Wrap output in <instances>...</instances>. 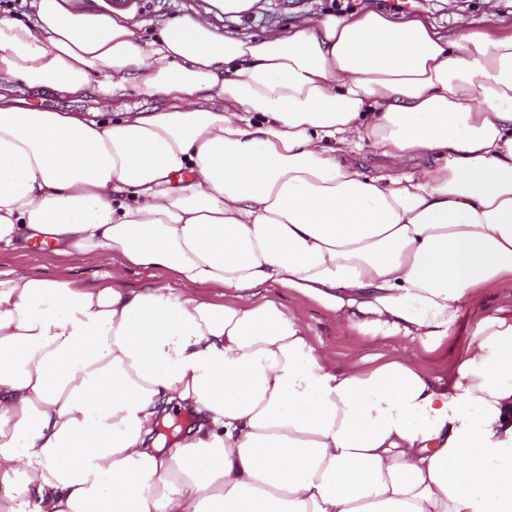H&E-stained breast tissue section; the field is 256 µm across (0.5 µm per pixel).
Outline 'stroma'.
Instances as JSON below:
<instances>
[{"label": "stroma", "instance_id": "obj_1", "mask_svg": "<svg viewBox=\"0 0 512 512\" xmlns=\"http://www.w3.org/2000/svg\"><path fill=\"white\" fill-rule=\"evenodd\" d=\"M135 3L140 24L138 33L145 39L155 36L164 21L194 14L206 6L205 0H135ZM365 10L386 14L395 21L407 14L420 15L449 33L456 30L457 20L461 17L467 20L470 29L476 31H512V0H412L404 10L396 8L395 0H353L347 8L335 6L333 0H256L249 13L221 16L215 25L222 33L263 36L286 27L304 26L313 19L333 17L340 20L350 13ZM30 103L42 110L99 112L106 117L126 110L150 112L165 105L160 96L133 90L118 99L98 94L79 100L35 96ZM15 268L30 271L39 278L78 281L87 285L98 284L103 273L96 259L76 263L54 249L42 250L32 244L0 251V270ZM303 319L313 335L333 350L338 359L348 358L352 348L350 338L337 329L329 313L310 304L303 310Z\"/></svg>", "mask_w": 512, "mask_h": 512}]
</instances>
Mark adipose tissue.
<instances>
[{"label":"adipose tissue","instance_id":"ef3b65f1","mask_svg":"<svg viewBox=\"0 0 512 512\" xmlns=\"http://www.w3.org/2000/svg\"><path fill=\"white\" fill-rule=\"evenodd\" d=\"M207 3L150 41L132 2L0 17V249L110 268L0 271V512H512V305L461 324L512 280V32L221 34L255 0ZM18 86L169 105L100 122ZM307 302L398 346L339 362ZM175 405L196 418L166 447ZM36 244H22L15 250L0 251V270L24 269L34 276L53 280H71L87 285L103 282L100 276L106 271L94 258H88L82 263L73 262L70 257L55 252L56 247L43 242L39 246L47 248L40 250ZM506 301H512V282H502L485 289L479 300L464 307L463 326L466 327L472 324L483 316L486 311Z\"/></svg>","mask_w":512,"mask_h":512}]
</instances>
